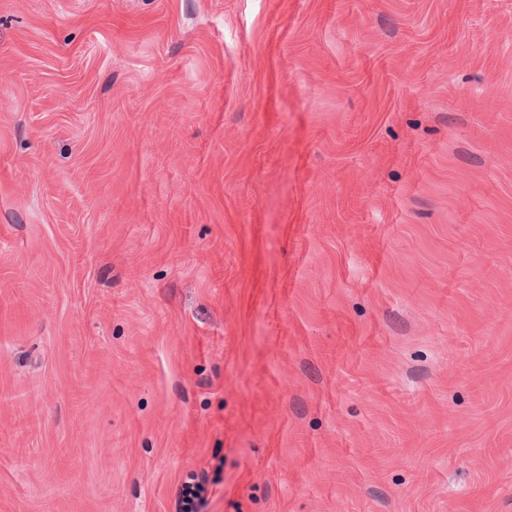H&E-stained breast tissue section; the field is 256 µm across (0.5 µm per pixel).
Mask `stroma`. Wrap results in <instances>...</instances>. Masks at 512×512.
Masks as SVG:
<instances>
[{"label":"stroma","instance_id":"35a3bbf8","mask_svg":"<svg viewBox=\"0 0 512 512\" xmlns=\"http://www.w3.org/2000/svg\"><path fill=\"white\" fill-rule=\"evenodd\" d=\"M512 512V0H0V512ZM207 488L203 481L196 480L194 475L185 481L180 490V504L183 512H201L207 505Z\"/></svg>","mask_w":512,"mask_h":512}]
</instances>
